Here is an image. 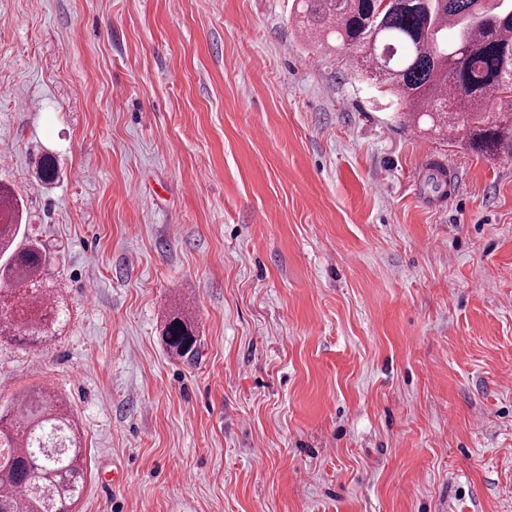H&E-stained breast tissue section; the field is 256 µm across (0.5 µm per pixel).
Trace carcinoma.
Segmentation results:
<instances>
[{
    "label": "carcinoma",
    "mask_w": 512,
    "mask_h": 512,
    "mask_svg": "<svg viewBox=\"0 0 512 512\" xmlns=\"http://www.w3.org/2000/svg\"><path fill=\"white\" fill-rule=\"evenodd\" d=\"M300 30L317 46L346 50L402 109L400 121L427 118L473 151L512 154V111L487 112L490 100L512 102V12L478 0H295ZM450 29L458 37L443 43ZM41 179L56 177L50 155ZM19 205L0 186V338L36 346L55 335L65 310L41 288L43 249L19 239ZM191 323L179 315L165 327L176 357L197 349ZM84 452L66 404L49 389L27 391L0 411V512H75L83 494Z\"/></svg>",
    "instance_id": "cac0c4a2"
}]
</instances>
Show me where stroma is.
I'll return each instance as SVG.
<instances>
[{"label":"stroma","instance_id":"1","mask_svg":"<svg viewBox=\"0 0 512 512\" xmlns=\"http://www.w3.org/2000/svg\"><path fill=\"white\" fill-rule=\"evenodd\" d=\"M291 6L0 0V184L68 314L0 339V405L66 402L75 512H512V157ZM197 336L191 323L178 314L168 320L165 327V343L176 357H185L197 349Z\"/></svg>","mask_w":512,"mask_h":512}]
</instances>
